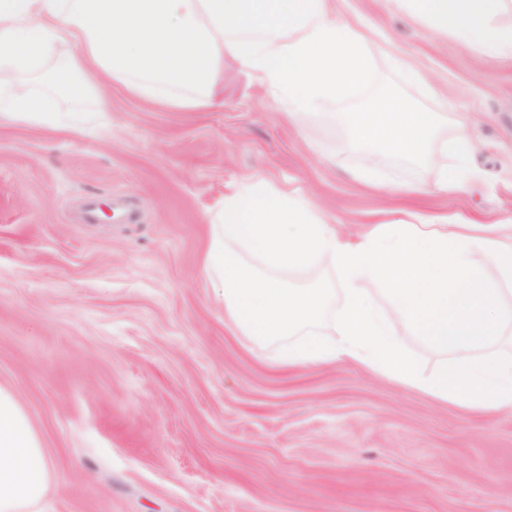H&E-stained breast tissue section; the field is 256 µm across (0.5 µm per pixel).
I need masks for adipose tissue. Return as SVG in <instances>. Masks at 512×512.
Listing matches in <instances>:
<instances>
[{"label":"adipose tissue","mask_w":512,"mask_h":512,"mask_svg":"<svg viewBox=\"0 0 512 512\" xmlns=\"http://www.w3.org/2000/svg\"><path fill=\"white\" fill-rule=\"evenodd\" d=\"M435 32L512 55V0H396ZM254 74L271 103L313 113L360 87L370 58L336 0H0V123L82 130L84 103L107 86L172 112L213 105L225 58ZM350 147L420 158L451 155L440 189L462 186L478 146L469 127L440 135L435 113L385 99L346 120ZM203 269L240 333L288 338L283 363L341 359L462 408L512 411L511 224H372L342 236L308 196L250 176L210 218ZM330 263L345 285H288L290 271ZM340 310H332L336 296ZM404 325L441 356L418 375L395 332ZM14 394L0 386V512H34L62 486Z\"/></svg>","instance_id":"adipose-tissue-1"}]
</instances>
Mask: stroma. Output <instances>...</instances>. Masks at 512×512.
I'll return each instance as SVG.
<instances>
[{
	"label": "stroma",
	"mask_w": 512,
	"mask_h": 512,
	"mask_svg": "<svg viewBox=\"0 0 512 512\" xmlns=\"http://www.w3.org/2000/svg\"><path fill=\"white\" fill-rule=\"evenodd\" d=\"M337 7L373 75L324 113L287 119L228 59L203 111L111 88L82 133L0 126V384L66 481L37 512H512V412L349 361L283 364L281 341L225 322L202 273L208 218L249 175L346 233L415 212L512 224V66L391 0ZM388 94L442 134L474 129L463 190L436 191L448 158L348 149L341 115Z\"/></svg>",
	"instance_id": "1"
}]
</instances>
